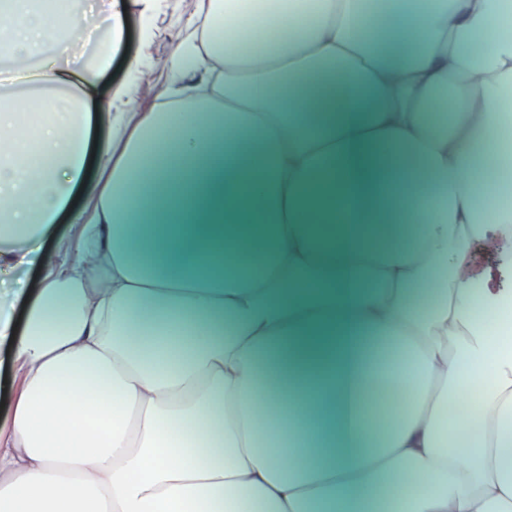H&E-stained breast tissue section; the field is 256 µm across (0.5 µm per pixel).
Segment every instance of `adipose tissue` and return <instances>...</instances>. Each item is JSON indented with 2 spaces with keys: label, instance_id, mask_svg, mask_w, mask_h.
I'll use <instances>...</instances> for the list:
<instances>
[{
  "label": "adipose tissue",
  "instance_id": "obj_1",
  "mask_svg": "<svg viewBox=\"0 0 512 512\" xmlns=\"http://www.w3.org/2000/svg\"><path fill=\"white\" fill-rule=\"evenodd\" d=\"M190 25L167 66L206 62L208 92L109 100L76 236L0 289V512H512V0H198ZM124 35L117 0L59 25L0 0L44 91L32 161L0 103L16 280Z\"/></svg>",
  "mask_w": 512,
  "mask_h": 512
}]
</instances>
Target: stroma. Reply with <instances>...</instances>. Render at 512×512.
Here are the masks:
<instances>
[{
    "mask_svg": "<svg viewBox=\"0 0 512 512\" xmlns=\"http://www.w3.org/2000/svg\"><path fill=\"white\" fill-rule=\"evenodd\" d=\"M121 3L125 38L98 84L99 104L93 109V122L99 127L95 137L99 140L105 139L112 129L105 107L110 98L122 97L128 111L142 112L152 104L154 93L167 90L172 83L193 87L207 79L201 67L190 65L175 75L162 66L184 38L196 0H155L147 13L138 0H121Z\"/></svg>",
    "mask_w": 512,
    "mask_h": 512,
    "instance_id": "35a3bbf8",
    "label": "stroma"
}]
</instances>
